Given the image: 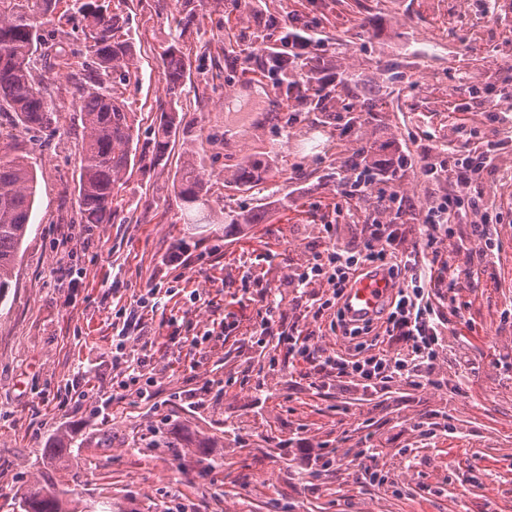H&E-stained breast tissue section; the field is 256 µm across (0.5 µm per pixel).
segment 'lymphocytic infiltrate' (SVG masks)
I'll return each instance as SVG.
<instances>
[{
    "label": "lymphocytic infiltrate",
    "instance_id": "1",
    "mask_svg": "<svg viewBox=\"0 0 512 512\" xmlns=\"http://www.w3.org/2000/svg\"><path fill=\"white\" fill-rule=\"evenodd\" d=\"M497 146L484 140L475 156L460 154L451 144H440L425 152L419 161L424 177L447 181L449 192L434 200L418 225L414 238H407L402 225L366 224L360 231V243L349 248L328 242L323 250L314 252L295 273L297 313L287 319L281 300L265 290L260 295L244 292L246 301L260 300L258 320L249 340L265 345L276 337L286 347L289 358L303 366L308 378L348 379L363 391L375 392L395 381L415 388L434 385L436 361L443 346L447 328L442 323L430 297L434 288L455 290L459 270L451 264L441 247L443 237L454 234L458 224L469 225L480 248L477 259H487L492 243L487 224L472 222L471 215L478 206L472 191L483 171L493 167ZM405 167L404 158L385 159L370 164L368 170L348 172L340 178V196L344 203L358 196L377 193L384 209L403 204L398 192L384 191V184L397 181ZM400 278L401 283L379 312L377 324L347 327L341 302L353 279L377 272ZM322 283V295L308 296L313 283ZM175 288L145 289L135 308L124 314L112 338V366L118 374L112 385L116 395L135 392L138 398L153 397L152 380L147 377L145 353L152 343L145 334L142 313L155 311L162 296H175ZM328 322L330 331L345 338L374 333L376 339L367 355L343 353L318 344L315 324ZM139 343L143 353L134 355L129 344Z\"/></svg>",
    "mask_w": 512,
    "mask_h": 512
}]
</instances>
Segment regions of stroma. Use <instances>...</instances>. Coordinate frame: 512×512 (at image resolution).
I'll return each mask as SVG.
<instances>
[{
    "instance_id": "35a3bbf8",
    "label": "stroma",
    "mask_w": 512,
    "mask_h": 512,
    "mask_svg": "<svg viewBox=\"0 0 512 512\" xmlns=\"http://www.w3.org/2000/svg\"><path fill=\"white\" fill-rule=\"evenodd\" d=\"M127 19L136 80L119 86L148 146L166 100L160 56L179 43L190 58L185 115L166 167L134 166L115 200L124 224H83L74 192L82 127L66 81L46 77L56 131L25 132L0 115V142L33 164L37 196L0 300V512L36 483L69 507L96 512H512V0H110ZM455 16L447 25L445 12ZM295 26L319 39L307 69L329 76L316 98L289 91L273 68L274 34ZM481 40H474L475 30ZM464 104L477 135L496 136L495 169L479 187L498 212L492 255L462 279L457 329L435 386L395 382L366 395L351 383H311L284 347L244 337L267 288L291 310L293 271L328 240L356 243L364 224L390 214L358 198L336 214L339 177L353 148L418 158L427 134L451 136L450 102ZM370 104L371 114L361 113ZM326 125V154L296 153L293 128ZM197 152L208 206L181 220L172 176ZM259 163V189L232 182L238 159ZM405 224L420 223L448 185L405 168ZM264 210L263 223L225 236L226 213ZM331 233H324V225ZM180 248L183 263L166 255ZM255 281L242 283L244 269ZM181 277L211 293L240 323L202 350L168 351L161 313L150 312L155 397L112 396V324L148 285ZM278 365H271V358ZM164 428L179 449L139 448ZM62 438L70 449L45 452ZM377 450L370 466L364 445ZM335 457L330 469L316 453Z\"/></svg>"
}]
</instances>
